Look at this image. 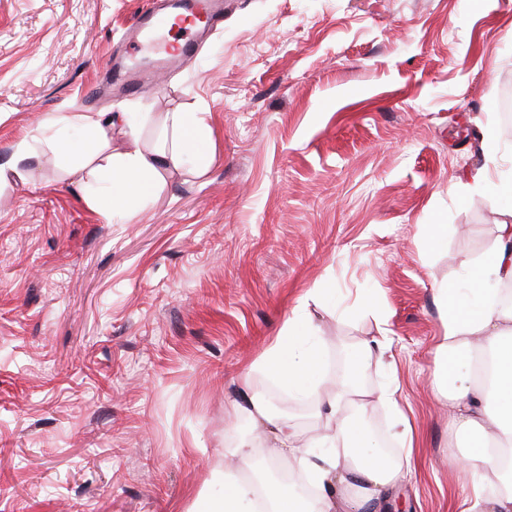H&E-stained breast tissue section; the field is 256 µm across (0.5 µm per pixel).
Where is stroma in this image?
<instances>
[{"label": "stroma", "instance_id": "stroma-1", "mask_svg": "<svg viewBox=\"0 0 512 512\" xmlns=\"http://www.w3.org/2000/svg\"><path fill=\"white\" fill-rule=\"evenodd\" d=\"M148 0H0V512H198L254 435L232 400L303 311L333 359L385 342L420 465L386 512H452L448 402L431 385L435 289L512 218V0H223L197 56L146 92L100 95ZM204 112L215 160L161 173L113 216L51 150L77 112ZM485 172L483 187L472 185ZM444 224V239H424ZM13 153V160L10 163L0 165V182L11 178H17L20 181L30 180L32 170L27 167V163L34 159V155L29 143L25 140L18 142Z\"/></svg>", "mask_w": 512, "mask_h": 512}]
</instances>
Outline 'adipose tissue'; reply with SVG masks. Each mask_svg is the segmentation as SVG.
<instances>
[{
    "label": "adipose tissue",
    "instance_id": "obj_1",
    "mask_svg": "<svg viewBox=\"0 0 512 512\" xmlns=\"http://www.w3.org/2000/svg\"><path fill=\"white\" fill-rule=\"evenodd\" d=\"M71 123L91 128L85 142H55L66 159L67 171L85 184L107 186L105 204L116 207L129 197H148L153 179L162 169H179L188 154H195L199 169L214 160L212 130L203 113L168 112L161 121L159 144L133 142L130 149L113 153L105 126L85 113L73 114ZM468 288L438 289L443 308V333L435 347L433 377L439 395L456 411L450 439L464 441L465 453L457 458L468 486L459 512H512V301L502 287L512 284V224L498 227V239L472 268ZM311 324L301 315L289 317L283 333L265 352L262 365L297 398H315L324 413L328 450L315 453L314 440H301L294 420L274 414L269 402L255 396L234 401L235 413L253 427L273 433L280 447L307 445L308 453L296 460L315 488L306 500L276 485L255 489L245 472L254 458L251 441H240L236 464L224 467V495L209 502L204 512H259V503L271 512H381L392 486L404 476V463L412 462L416 446L408 419L397 413L393 436L403 447V463H393L385 441L370 436L358 415L372 398L396 409L397 380L379 394L364 389L358 373L374 359L370 344L351 354L350 374L320 387L316 381L324 351L309 342Z\"/></svg>",
    "mask_w": 512,
    "mask_h": 512
}]
</instances>
